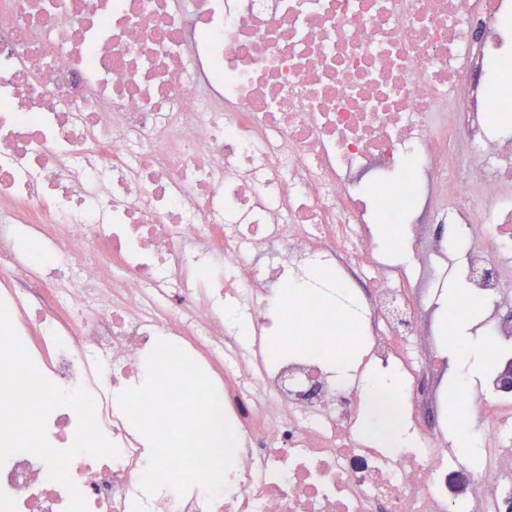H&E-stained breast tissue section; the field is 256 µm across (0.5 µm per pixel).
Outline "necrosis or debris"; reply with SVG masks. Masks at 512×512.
Instances as JSON below:
<instances>
[{"instance_id": "necrosis-or-debris-1", "label": "necrosis or debris", "mask_w": 512, "mask_h": 512, "mask_svg": "<svg viewBox=\"0 0 512 512\" xmlns=\"http://www.w3.org/2000/svg\"><path fill=\"white\" fill-rule=\"evenodd\" d=\"M512 0H0V512H512V393L430 392L427 319L462 241L512 347ZM420 214L416 271L364 225ZM368 273L373 357L337 384L346 316L289 295ZM281 330L305 355L250 351ZM211 370L236 444L224 487L140 486L117 400L157 340ZM384 436L359 432L367 400ZM476 418L479 463L430 411ZM469 477L465 499L448 489ZM452 409H457L456 407H454L453 405H450L448 407V435H447V439H448V454L450 455H454L456 457H458L460 460H465V458L467 457H473L474 456V448L471 447V443L468 439L464 438V437H460L458 438V441H457V445H455V442H456V439H457V435L452 432L450 430V427H449V416H450V413L453 412L455 414V412L452 410ZM455 417H456V423H457V430L458 431H462L459 427V422H458V410H457V415L455 414ZM457 446V451L461 454H458L454 448ZM467 456V457H464V456Z\"/></svg>"}]
</instances>
